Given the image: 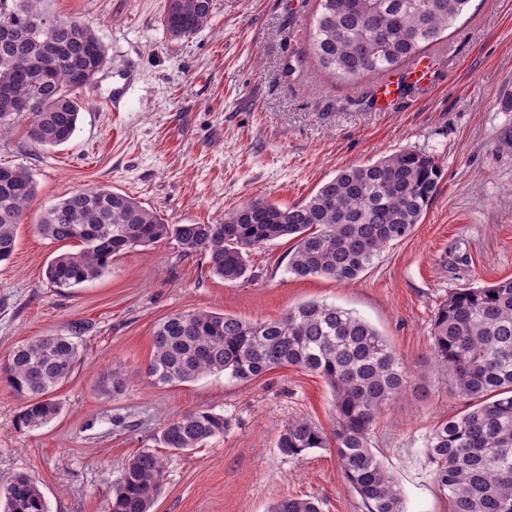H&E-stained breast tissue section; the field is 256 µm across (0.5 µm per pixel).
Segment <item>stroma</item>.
<instances>
[{
    "label": "stroma",
    "instance_id": "stroma-1",
    "mask_svg": "<svg viewBox=\"0 0 512 512\" xmlns=\"http://www.w3.org/2000/svg\"><path fill=\"white\" fill-rule=\"evenodd\" d=\"M166 2L48 0L51 12L97 33L108 62L79 90V123L66 144L39 146L20 126L0 131V163L26 168L37 185L16 249L0 265V360L56 334L80 351L53 393L59 415L41 428L16 430L21 400L0 382V479L29 477L48 512H109L123 467L149 449L165 464L151 512H267L306 497L322 512H364L333 449L291 459L277 448L291 418L331 426L322 378L285 367L248 383L223 372L159 386L145 374L154 331L172 314L266 321L320 300L364 318L403 357L411 386L383 409L372 444L397 476L406 512H449L422 448L468 401L432 370L431 328L450 293L512 277V149L499 142L512 126L500 106L512 92V0H470L424 52L435 61L430 84L388 112L368 109L375 76L344 81L310 63L285 72L308 50L317 0H212L209 25L182 39L161 24ZM126 80L122 110L107 111L104 97ZM401 150L437 159L438 189L410 235L351 284L289 273L286 238L252 248L249 276L234 284L173 238L128 249L73 288L45 276L51 259L76 246L44 239L38 217L76 190L128 194L169 224H214L253 200L303 202L339 170ZM115 371L126 379L118 394ZM196 409L224 415L230 429L189 451L158 443L166 424Z\"/></svg>",
    "mask_w": 512,
    "mask_h": 512
}]
</instances>
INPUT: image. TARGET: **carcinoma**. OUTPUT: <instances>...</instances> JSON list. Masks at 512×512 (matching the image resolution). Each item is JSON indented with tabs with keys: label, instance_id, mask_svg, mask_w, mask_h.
<instances>
[{
	"label": "carcinoma",
	"instance_id": "obj_1",
	"mask_svg": "<svg viewBox=\"0 0 512 512\" xmlns=\"http://www.w3.org/2000/svg\"><path fill=\"white\" fill-rule=\"evenodd\" d=\"M44 0H0V128L25 124L42 147L61 146L79 120V82H93L107 63L95 31L41 7ZM470 0H318L308 56L333 78L355 80L397 72L439 40ZM210 0H168L162 25L175 38L207 26ZM441 177L435 157L402 150L373 163L340 170L310 198L283 207L248 202L217 224H167L135 198L102 187L78 190L49 206L38 232L80 250L55 256L47 280L72 288L99 278L112 259L136 247L174 237L189 252L208 257L209 271L226 282L248 273V250L282 237L294 240L288 272L355 281L391 243L420 223ZM32 175L0 164V262L11 258L17 228L36 195ZM430 362L469 399L463 414L427 436L425 460L446 492L450 512H512V279L448 295L431 329ZM147 375L155 385L192 382L227 372L250 382L283 367L316 374L330 387V431L298 417L288 421L277 447L290 458L333 448L346 483L366 512H404L393 473L370 448L375 421L407 391L410 377L387 338L352 312L323 301L288 309L277 320L189 311L164 319L153 335ZM78 345L68 336H41L17 346L0 363L9 387L23 400L18 431L47 424L60 413L52 393L68 379ZM230 422L199 409L172 419L159 442L183 451L223 435ZM165 479L163 460L144 450L122 469L109 512H151ZM0 512H46L44 497L27 477L0 486ZM270 512H320L311 499L285 498Z\"/></svg>",
	"mask_w": 512,
	"mask_h": 512
}]
</instances>
